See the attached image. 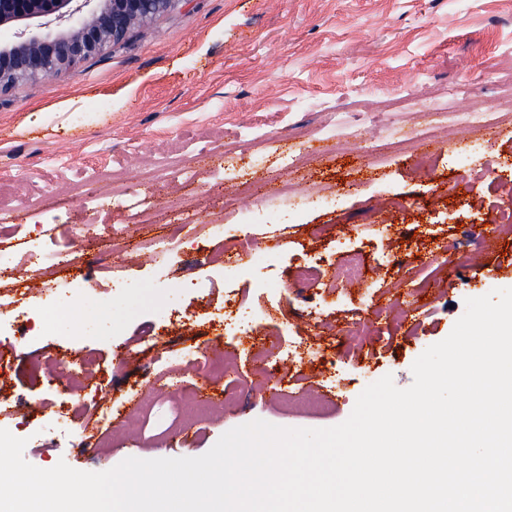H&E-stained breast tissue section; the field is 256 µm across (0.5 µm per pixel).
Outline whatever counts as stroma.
Here are the masks:
<instances>
[{
  "mask_svg": "<svg viewBox=\"0 0 512 512\" xmlns=\"http://www.w3.org/2000/svg\"><path fill=\"white\" fill-rule=\"evenodd\" d=\"M492 70L512 75V0H179L77 66L0 94V349L14 353L0 362V427L26 439L36 467L101 472L129 457L203 455L255 419L334 427L383 376L409 387L413 362L450 334L465 299L512 288V232L481 263L447 259L486 241L489 214L512 202V123L482 153L473 132L436 138L426 173L392 143L425 127L416 105L437 89L511 109ZM382 95L413 107L375 111ZM292 154L304 167L290 174L280 159ZM185 169L195 178H179ZM464 197L483 198V211ZM206 224L223 225V239H207ZM157 242L166 261L147 254ZM32 243L65 264L27 266ZM234 243L258 258L225 266ZM352 249L365 257L362 287L291 288L298 266L328 276ZM116 276L126 288L113 289ZM28 282L61 301L19 295ZM413 288L424 307L349 344L370 310ZM241 304L255 314L250 334H226L224 313ZM295 344L305 356L292 365ZM187 351L236 354L241 376L184 428L173 389L212 388L177 369ZM80 352L97 367L77 390H60L52 369L29 371ZM311 388L327 411L287 408ZM80 401L112 409L91 456L56 423Z\"/></svg>",
  "mask_w": 512,
  "mask_h": 512,
  "instance_id": "obj_1",
  "label": "stroma"
}]
</instances>
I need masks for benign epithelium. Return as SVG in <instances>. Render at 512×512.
Returning <instances> with one entry per match:
<instances>
[{
  "mask_svg": "<svg viewBox=\"0 0 512 512\" xmlns=\"http://www.w3.org/2000/svg\"><path fill=\"white\" fill-rule=\"evenodd\" d=\"M180 0H0V93L51 76L120 41Z\"/></svg>",
  "mask_w": 512,
  "mask_h": 512,
  "instance_id": "obj_1",
  "label": "benign epithelium"
}]
</instances>
